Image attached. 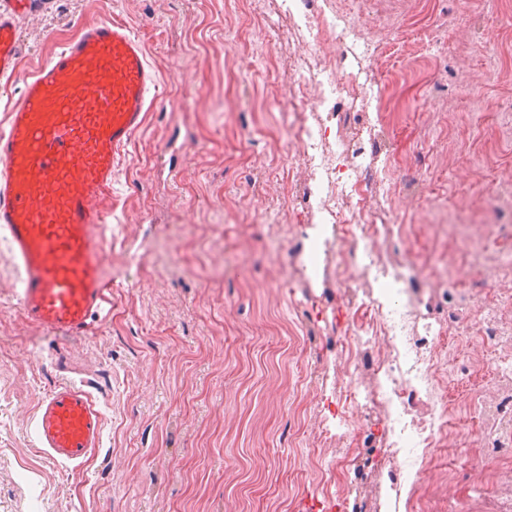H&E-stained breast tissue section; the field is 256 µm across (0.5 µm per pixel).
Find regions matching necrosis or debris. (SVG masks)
I'll list each match as a JSON object with an SVG mask.
<instances>
[{
  "instance_id": "1",
  "label": "necrosis or debris",
  "mask_w": 512,
  "mask_h": 512,
  "mask_svg": "<svg viewBox=\"0 0 512 512\" xmlns=\"http://www.w3.org/2000/svg\"><path fill=\"white\" fill-rule=\"evenodd\" d=\"M278 7L299 46L288 56L285 83L289 103L300 107L291 120L299 161L288 174V222L303 237L330 225L323 243L333 257L336 285L361 299L357 330L336 344L347 373L338 385L335 435L346 453L336 466L347 471L358 463L364 424L348 414L357 403L374 411L389 447L418 440L431 451L428 467L465 459L462 451L441 459L433 450L448 445L453 420L446 379L463 372V346L475 335L497 357L486 364L489 392L474 407V453L498 468V492L487 499V512H505V503H512V468L500 465L512 456V170H489L482 156H473L468 178L485 182V193L450 195L425 214L413 206L405 223H390L397 196L424 192L423 172L434 158H403L390 144L399 97L374 101L383 53L378 39L363 32L346 0H279ZM352 56L365 60L362 71H348ZM339 70L345 73L340 81ZM313 99L319 110L304 113ZM422 221L444 250L441 266L380 248V240L409 238ZM482 271L494 280L492 292L466 285L469 273ZM383 281L404 296L403 304L374 298V285ZM439 301L448 302V319L433 316Z\"/></svg>"
}]
</instances>
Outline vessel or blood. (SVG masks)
Segmentation results:
<instances>
[{
  "instance_id": "1",
  "label": "vessel or blood",
  "mask_w": 512,
  "mask_h": 512,
  "mask_svg": "<svg viewBox=\"0 0 512 512\" xmlns=\"http://www.w3.org/2000/svg\"><path fill=\"white\" fill-rule=\"evenodd\" d=\"M44 0H0V78L18 75L20 19ZM19 101L0 123V240L18 271L24 319L60 336L92 334L112 302L100 230L112 182L158 98L140 37L122 21L83 22L23 76ZM39 444L80 468L100 445L91 393L61 383L40 400Z\"/></svg>"
}]
</instances>
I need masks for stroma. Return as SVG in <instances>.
<instances>
[{
    "label": "stroma",
    "mask_w": 512,
    "mask_h": 512,
    "mask_svg": "<svg viewBox=\"0 0 512 512\" xmlns=\"http://www.w3.org/2000/svg\"><path fill=\"white\" fill-rule=\"evenodd\" d=\"M412 31L388 35L378 89L400 85L403 149L471 148L475 116L422 133L429 100L466 91L487 102L489 61L512 68V0H411ZM446 18L466 60L447 56L432 85L421 34ZM119 19L143 40L161 97L128 147L102 230L112 308L89 336L59 337L23 318L0 242V512H303L342 496L372 512H427L446 484L448 512H478L472 467L427 472L405 502L367 467L324 485L321 445L336 426V325L350 323L323 246L304 241L294 289L287 224L255 227L282 204L298 157L288 145V18L277 0H49L20 22L22 74L0 81V118L21 77L89 20ZM496 44L488 56L483 43ZM84 385L103 415L99 448L75 469L49 460L34 433L42 396Z\"/></svg>",
    "instance_id": "1"
}]
</instances>
